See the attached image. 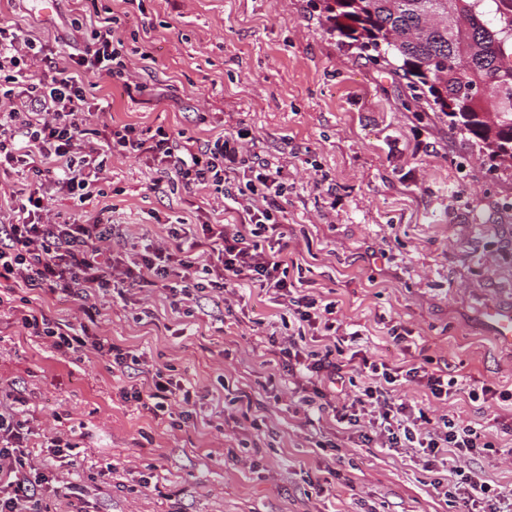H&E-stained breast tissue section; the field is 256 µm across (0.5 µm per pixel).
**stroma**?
Instances as JSON below:
<instances>
[{
    "instance_id": "1",
    "label": "stroma",
    "mask_w": 512,
    "mask_h": 512,
    "mask_svg": "<svg viewBox=\"0 0 512 512\" xmlns=\"http://www.w3.org/2000/svg\"><path fill=\"white\" fill-rule=\"evenodd\" d=\"M84 0H59L43 16L33 0H0V25L46 42L53 65L68 64L86 32ZM139 92L93 77L88 129L133 123L207 141L247 138L288 173L279 201L293 260L336 321L367 334L374 358L399 366L433 358L475 386L512 391V349L486 321L491 304L512 307V167L414 100L394 65L368 59L339 37L319 0H144L122 28ZM148 60H141V53ZM105 194L86 204L112 209L117 252L166 240L177 219L202 221L208 192L171 191L152 161L113 156ZM18 309L79 323L84 298L0 285ZM90 335L143 355L196 393L187 423L172 399L154 415L124 399L127 372L88 350L62 353L0 313V411H19L26 452L49 479L77 483L47 512H456L432 487L414 450H388L304 413L296 379L274 361L269 338L288 336V315L259 289L238 303L208 289L172 315L162 288L133 286L93 298ZM154 319L141 316L143 308ZM415 344L397 347L392 326ZM247 394L251 408L236 398ZM398 396L431 420L455 415L487 429L492 447L472 462L492 487L512 488V404L449 402L415 383ZM60 435L68 461L43 446ZM151 476L148 485L138 473Z\"/></svg>"
}]
</instances>
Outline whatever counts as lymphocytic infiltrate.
<instances>
[{
    "label": "lymphocytic infiltrate",
    "instance_id": "1",
    "mask_svg": "<svg viewBox=\"0 0 512 512\" xmlns=\"http://www.w3.org/2000/svg\"><path fill=\"white\" fill-rule=\"evenodd\" d=\"M120 25L117 15L91 23L84 50L72 55L70 65L52 67L44 76L34 72L43 55L36 42L22 39L20 29L0 27V167H18L30 178L20 192L18 219L0 225V279L84 298L112 287L155 286L173 275L181 278L179 293L186 299L207 285L230 293L239 282H248L283 306L293 322L295 336L278 351L284 368L298 380L303 411H331L337 423L384 448L419 449L429 467L447 449L466 462L490 447L485 429L449 415L429 422L424 411L394 393L408 381L434 400H448L463 389L450 368L432 369L422 362L403 369L373 359L357 330L337 335L340 345L351 343L348 352L307 343V335L334 332L336 305L320 304L301 282L288 277V242L278 204L287 177L278 159L260 157L231 134L201 142L174 137L161 126L130 123L88 131L84 75L122 82L130 76ZM116 154L151 158L172 186L208 190L218 201H231L239 223L202 225L192 244L198 252L194 259L180 245L179 229L170 227L167 241L148 244L129 262L112 251L115 226L105 212L83 219L73 212H49L43 182H53L76 202L90 201L103 196L102 182ZM231 175L241 178V189L226 188ZM19 321L28 335L65 353L91 349L121 369L143 362L139 355L89 336L85 327H60L34 309L21 311ZM357 374L366 376V385L340 397L336 385ZM125 396L151 405L156 413L167 411L172 398L186 404L192 399L189 387L160 369L148 384H131ZM25 429L16 413H0V512H40L45 494L66 498L78 491L67 481L50 485L30 463L22 449ZM456 475L453 484L436 483L437 494L465 508L486 504L488 512H503L512 501V492H497L475 471L460 468Z\"/></svg>",
    "mask_w": 512,
    "mask_h": 512
}]
</instances>
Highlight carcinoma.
Listing matches in <instances>:
<instances>
[{"mask_svg": "<svg viewBox=\"0 0 512 512\" xmlns=\"http://www.w3.org/2000/svg\"><path fill=\"white\" fill-rule=\"evenodd\" d=\"M429 0H374L377 30L385 41L384 53L415 74L414 65L431 56L448 60V85L463 87L475 80L484 86L491 108L476 104L472 111L492 112L486 126L503 129L512 122V104L503 86H512V0H449L448 10L434 12ZM471 19L464 47L448 41V32Z\"/></svg>", "mask_w": 512, "mask_h": 512, "instance_id": "carcinoma-1", "label": "carcinoma"}]
</instances>
